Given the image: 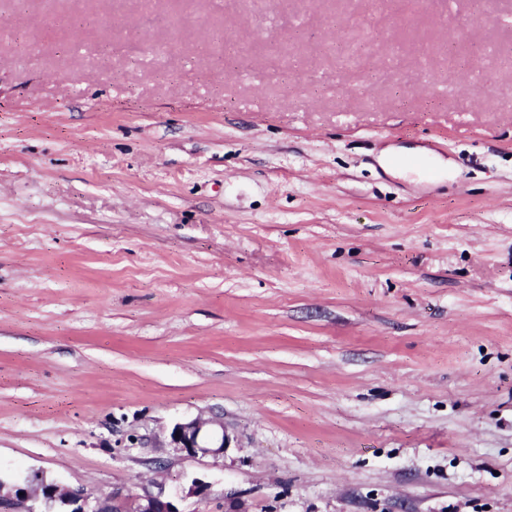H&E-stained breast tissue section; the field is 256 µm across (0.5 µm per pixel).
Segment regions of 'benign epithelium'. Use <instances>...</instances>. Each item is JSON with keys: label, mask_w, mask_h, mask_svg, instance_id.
<instances>
[{"label": "benign epithelium", "mask_w": 512, "mask_h": 512, "mask_svg": "<svg viewBox=\"0 0 512 512\" xmlns=\"http://www.w3.org/2000/svg\"><path fill=\"white\" fill-rule=\"evenodd\" d=\"M170 447L190 458L224 455L230 438L224 430V422L216 418L195 419L174 424L168 434ZM27 500L56 502L62 506L60 512H115L124 498L115 495L94 497L82 489L62 490L58 486L40 482L34 492L18 485H7L0 481V512H9L18 502ZM136 512H179L173 502L148 491L134 497Z\"/></svg>", "instance_id": "benign-epithelium-1"}]
</instances>
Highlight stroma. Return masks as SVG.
<instances>
[{
    "mask_svg": "<svg viewBox=\"0 0 512 512\" xmlns=\"http://www.w3.org/2000/svg\"><path fill=\"white\" fill-rule=\"evenodd\" d=\"M195 417L223 457L165 447ZM36 476L512 512V0H0V480Z\"/></svg>",
    "mask_w": 512,
    "mask_h": 512,
    "instance_id": "1",
    "label": "stroma"
}]
</instances>
